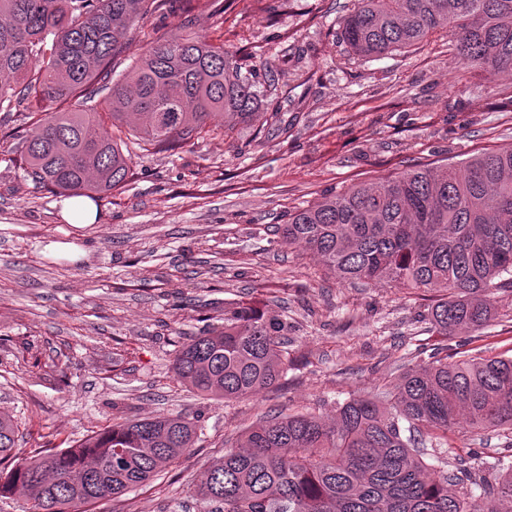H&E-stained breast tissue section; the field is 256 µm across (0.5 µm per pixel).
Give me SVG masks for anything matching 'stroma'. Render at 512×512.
I'll use <instances>...</instances> for the list:
<instances>
[{
	"label": "stroma",
	"mask_w": 512,
	"mask_h": 512,
	"mask_svg": "<svg viewBox=\"0 0 512 512\" xmlns=\"http://www.w3.org/2000/svg\"><path fill=\"white\" fill-rule=\"evenodd\" d=\"M222 2L224 45L253 71L259 110L231 134L173 150L129 145L134 178L99 200L92 223H68L62 198L25 173L29 126L0 112V412L19 425L18 452L64 448L127 419L202 421L188 458L89 512H207L194 494L205 469L260 418L333 414L351 396L387 389L425 351L512 354L511 291L497 293L498 314L478 337L446 338L407 290L340 283L278 234L289 213L327 194L512 145V72L457 67L440 36L357 56L339 35L349 0ZM177 23L146 15L120 69L153 30ZM239 299L287 316L294 365L264 393L222 404L174 379L172 353L223 324L225 302Z\"/></svg>",
	"instance_id": "35a3bbf8"
}]
</instances>
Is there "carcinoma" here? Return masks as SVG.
I'll list each match as a JSON object with an SVG mask.
<instances>
[{
  "instance_id": "carcinoma-1",
  "label": "carcinoma",
  "mask_w": 512,
  "mask_h": 512,
  "mask_svg": "<svg viewBox=\"0 0 512 512\" xmlns=\"http://www.w3.org/2000/svg\"><path fill=\"white\" fill-rule=\"evenodd\" d=\"M173 0H0V112L30 95L26 173L68 197L102 196L131 177L125 139L168 150L224 123L251 120L261 96L237 54L181 32L149 42L130 72L114 61L147 12ZM437 33L456 64L512 69V0H353L340 21L349 50L376 58ZM284 245L319 256L338 280L430 294L444 336L487 326L495 292L512 290V145L452 165L356 185L290 214ZM288 318L252 300L224 303V324L176 346L175 380L229 402L288 372ZM494 431L512 448V357L433 354L375 395L265 418L214 459L195 496L208 512H508L512 464L489 483L466 451L448 469L451 435ZM199 417L167 414L107 425L60 450L21 458L18 427L0 415V498L28 512H83L154 481L196 447Z\"/></svg>"
}]
</instances>
